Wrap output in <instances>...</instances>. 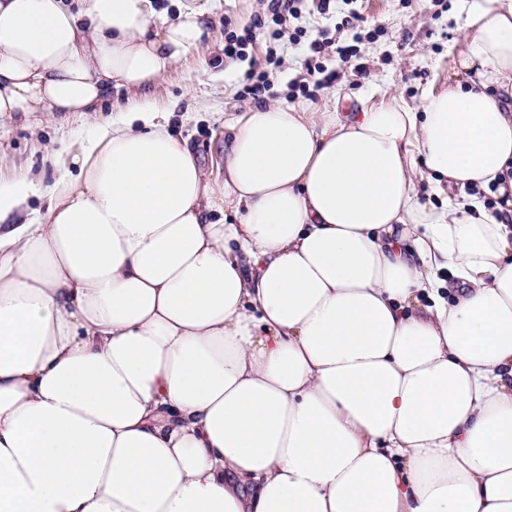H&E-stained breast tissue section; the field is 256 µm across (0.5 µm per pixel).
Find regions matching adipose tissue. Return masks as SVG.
I'll return each instance as SVG.
<instances>
[{
	"label": "adipose tissue",
	"mask_w": 512,
	"mask_h": 512,
	"mask_svg": "<svg viewBox=\"0 0 512 512\" xmlns=\"http://www.w3.org/2000/svg\"><path fill=\"white\" fill-rule=\"evenodd\" d=\"M459 17L418 105H251L218 172L145 103L205 13L0 0V114L92 124L0 185V512H512V0ZM128 98H137V94L124 89L117 92L113 91L110 101L96 106L98 120L101 122L111 120L112 117L117 115V112L120 111V108L127 102Z\"/></svg>",
	"instance_id": "ef3b65f1"
}]
</instances>
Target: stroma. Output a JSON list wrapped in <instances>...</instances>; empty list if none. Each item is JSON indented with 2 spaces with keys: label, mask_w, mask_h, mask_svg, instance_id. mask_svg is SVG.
<instances>
[{
  "label": "stroma",
  "mask_w": 512,
  "mask_h": 512,
  "mask_svg": "<svg viewBox=\"0 0 512 512\" xmlns=\"http://www.w3.org/2000/svg\"><path fill=\"white\" fill-rule=\"evenodd\" d=\"M186 1L208 12L210 35L171 70L150 103L160 109L175 104L170 117L172 134L208 158L219 153L213 136L220 130L221 119L245 108V100L238 95L244 73L250 61H263L266 49L260 42L250 48L249 61L224 62V24L229 21L245 28L263 6L260 0H153V7L173 19ZM354 13L363 18L364 29L378 24L381 33L371 40L354 41L346 24ZM456 16L455 0H330L326 13L313 10L289 21V29L301 28L305 34L300 43H279L281 64L272 70L265 97L322 106L327 87L307 96L292 91L291 86L304 78L309 44L325 30L340 44L355 46L368 70L362 76L352 65L329 58L326 65L333 73V85L376 96L395 91L417 102L423 89L448 80L453 60L450 50L457 38ZM88 131L79 112H58L51 117L43 112L0 115V183L29 174L42 184H51L56 172L49 150L76 149Z\"/></svg>",
  "instance_id": "stroma-1"
}]
</instances>
